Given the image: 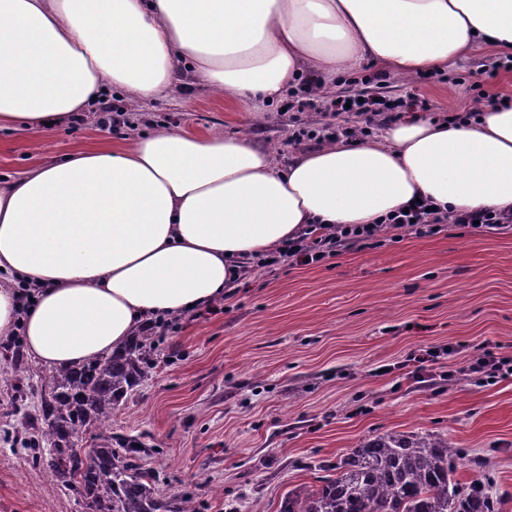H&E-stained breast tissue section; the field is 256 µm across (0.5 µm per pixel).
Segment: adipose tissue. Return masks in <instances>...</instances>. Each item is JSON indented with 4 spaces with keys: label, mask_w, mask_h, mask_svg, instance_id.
I'll return each mask as SVG.
<instances>
[{
    "label": "adipose tissue",
    "mask_w": 512,
    "mask_h": 512,
    "mask_svg": "<svg viewBox=\"0 0 512 512\" xmlns=\"http://www.w3.org/2000/svg\"><path fill=\"white\" fill-rule=\"evenodd\" d=\"M480 45L512 55V0H0V129L68 122L110 90L152 99L188 71L271 104L305 74L445 71ZM417 199L512 210V107L409 116L284 167L243 136L165 127L73 152L0 179V342L79 366L210 306L305 225L371 224Z\"/></svg>",
    "instance_id": "obj_1"
}]
</instances>
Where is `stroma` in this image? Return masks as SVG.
Wrapping results in <instances>:
<instances>
[{
    "mask_svg": "<svg viewBox=\"0 0 512 512\" xmlns=\"http://www.w3.org/2000/svg\"><path fill=\"white\" fill-rule=\"evenodd\" d=\"M488 57L479 47L430 79L392 72L367 90L391 101L415 91L457 109L471 99L456 79L469 76L486 97H512V71L481 75ZM111 100L137 113L139 132L165 124L197 136L243 134L282 163L304 149L289 141L300 123L325 121L285 96L267 107L194 81L152 103L122 93ZM133 139L92 119L38 133L1 129L0 178ZM219 306L181 316L179 330L160 337L155 370L112 423L113 434L151 447L141 464L160 490L192 493L200 512H279L288 491L317 486L360 442L434 432L468 451L457 479L491 473L500 512H512V376L479 386L457 373L483 348L512 354V230L408 233L319 263L258 268ZM430 347L441 353L438 377L415 382L401 364ZM47 375L20 348L0 345V512H88L31 446Z\"/></svg>",
    "mask_w": 512,
    "mask_h": 512,
    "instance_id": "1",
    "label": "stroma"
}]
</instances>
